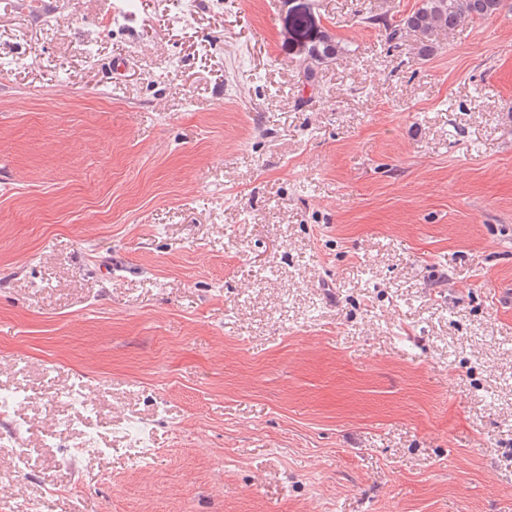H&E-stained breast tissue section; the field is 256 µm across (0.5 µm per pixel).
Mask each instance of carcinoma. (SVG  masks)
Here are the masks:
<instances>
[{
    "instance_id": "obj_1",
    "label": "carcinoma",
    "mask_w": 512,
    "mask_h": 512,
    "mask_svg": "<svg viewBox=\"0 0 512 512\" xmlns=\"http://www.w3.org/2000/svg\"><path fill=\"white\" fill-rule=\"evenodd\" d=\"M503 0H420L412 13L404 15L367 13L363 23L378 29L390 48H401L406 42L415 43L418 58L426 60L436 51L432 36L438 31H452L466 21L484 20L496 14ZM345 51L341 39L322 33L305 46L308 60L304 84L312 85L315 67L335 61Z\"/></svg>"
}]
</instances>
